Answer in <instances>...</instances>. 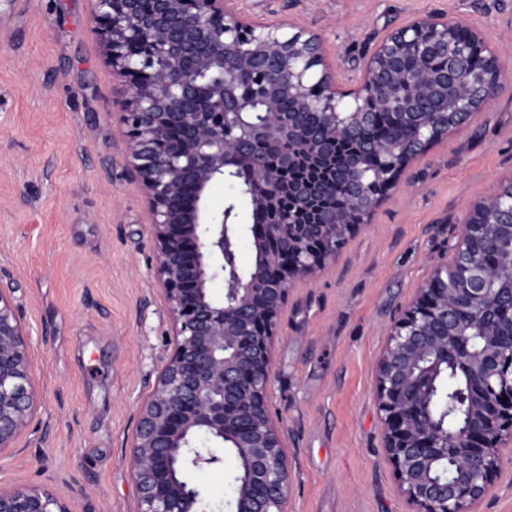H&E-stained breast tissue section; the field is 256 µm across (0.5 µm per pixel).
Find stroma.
I'll return each instance as SVG.
<instances>
[{
	"mask_svg": "<svg viewBox=\"0 0 512 512\" xmlns=\"http://www.w3.org/2000/svg\"><path fill=\"white\" fill-rule=\"evenodd\" d=\"M291 20L331 65L432 13L479 28L512 73V0H237ZM93 0H0V281L31 334L35 419L0 454V487L33 485L75 512H137L134 416L171 349L121 85ZM512 178V83L401 175L336 261L297 285L273 344L269 407L291 470L286 512H412L380 441L374 373L386 334L455 242L472 203ZM235 458L194 472L232 498Z\"/></svg>",
	"mask_w": 512,
	"mask_h": 512,
	"instance_id": "1",
	"label": "stroma"
}]
</instances>
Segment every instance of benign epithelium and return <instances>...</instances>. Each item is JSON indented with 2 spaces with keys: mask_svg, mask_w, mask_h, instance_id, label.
<instances>
[{
  "mask_svg": "<svg viewBox=\"0 0 512 512\" xmlns=\"http://www.w3.org/2000/svg\"><path fill=\"white\" fill-rule=\"evenodd\" d=\"M235 0H94L103 56L125 86L120 113L132 176L142 186L154 279L172 326V352L141 403L129 454L139 512H202L181 481L232 451L233 512H285L291 471L269 413L272 341L290 291L314 279L383 195L360 169L287 181L321 169L329 143L350 138L383 112L409 131L368 140L361 154L392 157L372 171L390 190L427 147L462 129L506 80L478 29L465 37L443 15L391 30L361 66L331 67L321 38L293 21L258 23ZM220 70L224 79L199 76ZM354 82L339 108L338 85ZM318 118L316 131L306 117ZM288 144L275 166L259 146ZM247 172L250 224L209 205L214 184ZM342 184V210L316 204ZM503 190L472 204L449 259L417 288L391 327L375 369L385 455L414 512H473L512 456V202ZM254 264L235 261L242 236ZM494 247L504 250L494 265ZM224 282L220 294L212 288ZM447 372L465 380V410L450 429L432 398ZM38 407L30 332L0 290V452L13 448ZM0 512H75L52 492L0 487Z\"/></svg>",
  "mask_w": 512,
  "mask_h": 512,
  "instance_id": "1",
  "label": "benign epithelium"
}]
</instances>
